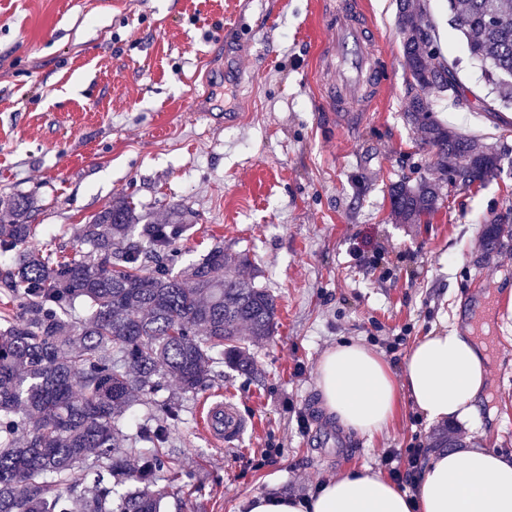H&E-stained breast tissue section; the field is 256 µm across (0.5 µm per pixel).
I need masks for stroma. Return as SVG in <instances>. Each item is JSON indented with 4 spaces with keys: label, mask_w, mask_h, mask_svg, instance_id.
<instances>
[{
    "label": "stroma",
    "mask_w": 512,
    "mask_h": 512,
    "mask_svg": "<svg viewBox=\"0 0 512 512\" xmlns=\"http://www.w3.org/2000/svg\"><path fill=\"white\" fill-rule=\"evenodd\" d=\"M330 2L0 0V196L34 198L32 247L74 254L75 227L122 195L156 220L181 203L193 212L177 243L183 263L216 245L247 254L241 275L277 301L274 335L250 345L251 374L228 369L186 395L169 445L179 467L159 480L165 512L304 496L327 477L377 470L385 451L431 447L444 427L462 447L512 456V242L490 252L483 236L490 219L512 225V171L444 191L421 223H395L391 184L432 163L403 117L396 0H359L389 72L360 126L331 118L320 94L336 79L319 61L336 52L323 27ZM424 2L467 89L463 102L430 96L436 119L512 148L446 0ZM451 326L489 355L474 419L428 422L403 397L368 438L319 409L329 347L358 341L397 373L411 343ZM217 394L254 422L231 447L197 429L200 401Z\"/></svg>",
    "instance_id": "35a3bbf8"
}]
</instances>
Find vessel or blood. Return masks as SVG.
I'll return each instance as SVG.
<instances>
[{
	"mask_svg": "<svg viewBox=\"0 0 512 512\" xmlns=\"http://www.w3.org/2000/svg\"><path fill=\"white\" fill-rule=\"evenodd\" d=\"M330 25L336 31V45L343 52V64L336 69L331 105L337 117L358 125L366 120L386 75L372 66L376 50L371 23L360 15L352 0H338ZM198 424L217 447L233 443L247 429V422L237 408L220 398L203 403Z\"/></svg>",
	"mask_w": 512,
	"mask_h": 512,
	"instance_id": "1",
	"label": "vessel or blood"
}]
</instances>
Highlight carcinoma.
Here are the masks:
<instances>
[{"label":"carcinoma","mask_w":512,"mask_h":512,"mask_svg":"<svg viewBox=\"0 0 512 512\" xmlns=\"http://www.w3.org/2000/svg\"><path fill=\"white\" fill-rule=\"evenodd\" d=\"M448 14L490 93L512 109V0H448ZM426 16L417 0H397L412 78L404 116L433 152L429 176L390 187L400 224L433 213L444 188L483 182L505 162V149L435 118L430 94L462 93ZM34 208L28 195L0 199V257L9 259L0 288L21 300L19 314L0 315V512H161L165 492L156 484L175 467L164 448L182 420V396L225 366L251 371L245 337L274 333L276 299L235 275L249 263L244 253L216 246L179 268L174 244L191 224L179 204L152 223L132 197H119L80 225L81 249L71 258L28 246L37 234L28 223ZM502 238H512V225H485L486 243ZM170 382L180 393L165 397ZM138 405L148 412L128 433L121 420ZM146 443L152 450L138 451ZM89 457L98 463L90 493L82 467ZM128 481L134 488L116 491Z\"/></svg>","instance_id":"obj_1"}]
</instances>
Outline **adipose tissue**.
<instances>
[{
	"label": "adipose tissue",
	"instance_id": "ef3b65f1",
	"mask_svg": "<svg viewBox=\"0 0 512 512\" xmlns=\"http://www.w3.org/2000/svg\"><path fill=\"white\" fill-rule=\"evenodd\" d=\"M486 384L485 355L455 329L417 340L401 374L365 345L342 342L316 369L318 402L343 430L370 437L386 429L400 393L430 422L475 416ZM244 512H512V460L486 448L429 450L413 492L367 469L325 480L308 496L260 493Z\"/></svg>",
	"mask_w": 512,
	"mask_h": 512
}]
</instances>
